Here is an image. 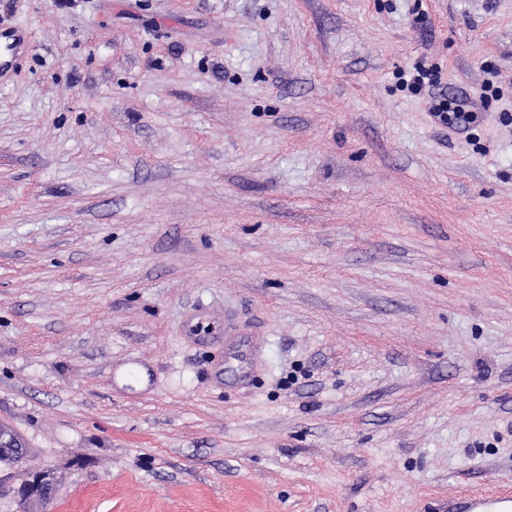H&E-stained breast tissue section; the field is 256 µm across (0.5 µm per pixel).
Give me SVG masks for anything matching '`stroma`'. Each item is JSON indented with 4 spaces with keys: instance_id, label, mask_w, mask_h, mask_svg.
Masks as SVG:
<instances>
[{
    "instance_id": "obj_1",
    "label": "stroma",
    "mask_w": 512,
    "mask_h": 512,
    "mask_svg": "<svg viewBox=\"0 0 512 512\" xmlns=\"http://www.w3.org/2000/svg\"><path fill=\"white\" fill-rule=\"evenodd\" d=\"M9 29L0 512L32 468L43 512L512 492V0H0ZM0 37V74H4L28 47L29 37L19 30L3 32ZM413 70L410 80H405L406 86L414 90L426 87L431 90L429 112L432 116L456 133L471 132L482 119V112L476 110L470 96L464 91L452 95L443 90L433 92L441 85L439 72L422 66H415ZM26 460V450L17 438L0 430V467L11 468L22 465Z\"/></svg>"
}]
</instances>
